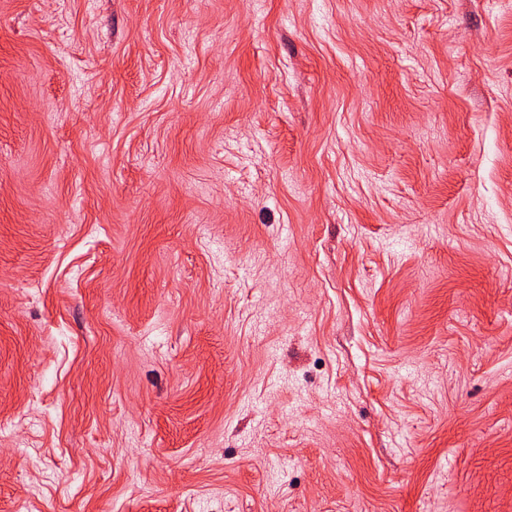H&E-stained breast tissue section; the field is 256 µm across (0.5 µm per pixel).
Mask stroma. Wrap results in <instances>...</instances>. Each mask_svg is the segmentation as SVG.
<instances>
[{"instance_id": "1", "label": "stroma", "mask_w": 512, "mask_h": 512, "mask_svg": "<svg viewBox=\"0 0 512 512\" xmlns=\"http://www.w3.org/2000/svg\"><path fill=\"white\" fill-rule=\"evenodd\" d=\"M0 512H512V0H0Z\"/></svg>"}]
</instances>
